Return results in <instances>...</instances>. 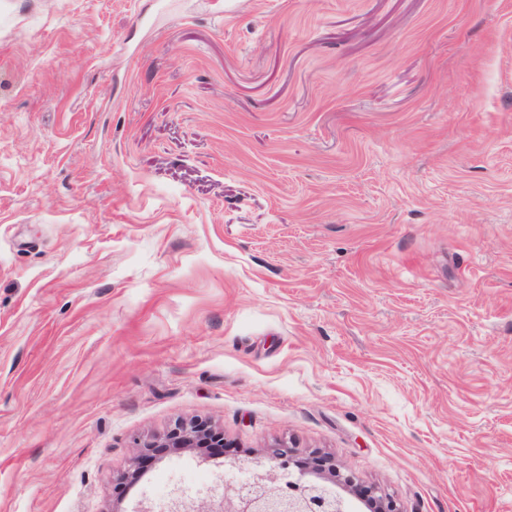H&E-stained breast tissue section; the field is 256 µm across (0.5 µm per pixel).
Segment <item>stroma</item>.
I'll return each mask as SVG.
<instances>
[{
    "label": "stroma",
    "mask_w": 512,
    "mask_h": 512,
    "mask_svg": "<svg viewBox=\"0 0 512 512\" xmlns=\"http://www.w3.org/2000/svg\"><path fill=\"white\" fill-rule=\"evenodd\" d=\"M186 417L512 512V0H0V512Z\"/></svg>",
    "instance_id": "35a3bbf8"
}]
</instances>
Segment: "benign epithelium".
Here are the masks:
<instances>
[{"label":"benign epithelium","mask_w":512,"mask_h":512,"mask_svg":"<svg viewBox=\"0 0 512 512\" xmlns=\"http://www.w3.org/2000/svg\"><path fill=\"white\" fill-rule=\"evenodd\" d=\"M222 432L211 423L181 421L166 434L139 441L140 452L170 448L175 454L190 452L201 462L211 461L209 448L218 447ZM224 492L199 490L195 496L176 487L159 510L141 499L130 512H184L192 499L196 512H402L396 500L381 492L359 496L357 478L333 463H301L293 451L279 444L261 453L224 456Z\"/></svg>","instance_id":"benign-epithelium-1"}]
</instances>
